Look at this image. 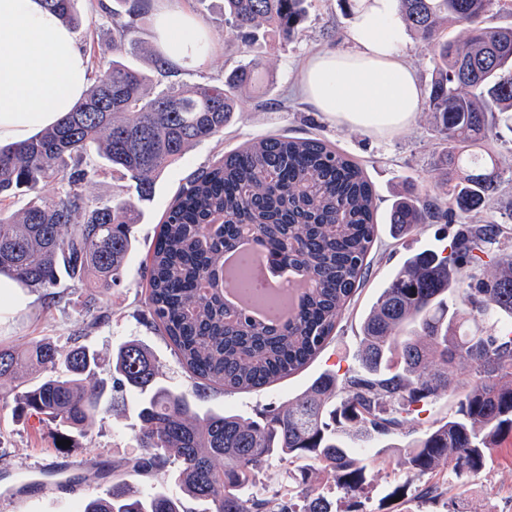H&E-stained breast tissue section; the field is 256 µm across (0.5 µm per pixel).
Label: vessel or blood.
<instances>
[{
  "label": "vessel or blood",
  "instance_id": "obj_1",
  "mask_svg": "<svg viewBox=\"0 0 512 512\" xmlns=\"http://www.w3.org/2000/svg\"><path fill=\"white\" fill-rule=\"evenodd\" d=\"M81 469L80 463L67 459L56 460L28 474L11 473L9 481L5 484V490L22 510L28 504V494L34 491H44L59 496L76 494L80 485L74 481L73 476Z\"/></svg>",
  "mask_w": 512,
  "mask_h": 512
}]
</instances>
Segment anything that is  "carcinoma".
Masks as SVG:
<instances>
[{
    "label": "carcinoma",
    "mask_w": 512,
    "mask_h": 512,
    "mask_svg": "<svg viewBox=\"0 0 512 512\" xmlns=\"http://www.w3.org/2000/svg\"><path fill=\"white\" fill-rule=\"evenodd\" d=\"M78 0H44L74 30L88 19ZM399 14L425 43L432 72L425 111L439 139L437 194L402 196L388 223L411 233L424 224L484 208L501 186L495 155L496 119L512 109V0H397ZM111 9L112 46L138 29L152 0H119ZM308 0H224L226 31L250 42L258 31L293 40ZM466 26L460 41L448 33ZM142 70L113 60L97 67L73 111L29 139L0 145V201L32 196L18 212L0 209V276L43 291L68 279L86 287L85 306L122 285L133 248L137 202L154 189L152 175L191 147L224 132L246 89L271 83L256 57L224 76L155 96ZM102 170L120 172L127 194L99 202L85 187ZM57 182L46 198L42 188ZM375 193L363 168L324 139L270 135L248 141L215 164L192 172L160 221L146 266V307L182 367L195 379L226 390L252 391L303 369L325 348L338 320L362 286L378 236ZM273 264L308 280L291 309L264 321L224 302V255L243 233ZM502 224H466L446 250L408 257L382 289L361 324L358 367L326 370L302 397L250 420L235 414L200 415L189 398L158 384L150 353L132 340L109 362L112 384L146 392L138 407L143 452L125 463L146 476L175 465L187 499L156 491L143 495L116 478L83 512H364L371 462L357 442L417 437L402 448L416 477L419 504L443 498L448 473L475 477L493 451L512 438V252L502 248ZM492 262L496 273L479 274ZM493 318L489 330L470 327ZM98 352L77 342L66 351L44 338L24 355L0 343V378L13 385L17 417L55 426L56 440L76 443L101 406L94 382ZM42 371L21 385L22 366ZM471 368L463 382L460 367ZM458 393L448 416L411 429L413 414L444 393ZM273 458L297 463L291 483L252 492Z\"/></svg>",
    "instance_id": "carcinoma-1"
}]
</instances>
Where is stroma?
Segmentation results:
<instances>
[{
  "instance_id": "obj_1",
  "label": "stroma",
  "mask_w": 512,
  "mask_h": 512,
  "mask_svg": "<svg viewBox=\"0 0 512 512\" xmlns=\"http://www.w3.org/2000/svg\"><path fill=\"white\" fill-rule=\"evenodd\" d=\"M98 2L79 0L77 4L90 20L89 28L78 32L90 61L116 57L153 74L151 92L222 81L225 74L254 57L267 62L274 83L264 90L245 92L237 102L233 121L223 134L196 144L156 178L151 196L139 204L141 222L133 227L135 249L127 260L125 283L99 302L106 314L104 321L84 328L82 321L87 314L85 291L81 286L60 284L59 289L67 300L56 305L49 303L43 293L28 288L11 289L9 301L0 305V340L17 351H26L33 342L45 337L53 339L64 351L73 338L79 336L84 344L108 359L119 345L136 340L150 350L158 380L189 395L199 413L229 412L254 419L266 409L295 401L323 371L345 370L355 365L361 322L389 278L409 255L443 248L463 223L491 222L512 228V131L504 128L492 144L502 173L501 191L480 213L464 217L456 214L447 222L424 225L404 238L392 237L387 215L396 194L406 192L421 197L432 189L438 177L435 161L441 146L427 112H417L404 128L380 135L328 118L302 94L300 78L308 58L326 49L348 46L347 34L355 19V10L344 0H312L299 35L287 44L261 38L248 47L225 33L224 0H180L182 7L209 30L214 49L201 66L177 69L166 78L153 73V17L143 19L133 42L116 54L112 51V21ZM267 134L317 136L360 163L376 192L379 224L370 274L342 315L333 339L313 363L259 392L201 389L196 379L181 368L169 340L150 325L151 317L144 304L143 269L159 222L187 176L211 166L224 153L244 142ZM97 379L105 385L101 411L88 435L78 439L73 453L81 460L109 469L141 454L137 439L139 396L112 388L108 371H100ZM406 442V436L397 435L390 447L367 449L366 454L373 462L369 512H409L410 503H395L389 498L393 487L408 477L400 464V449ZM55 455L52 427L33 428L30 422L15 419L10 406L0 402V475L43 466ZM449 495L454 498L459 512H512V446L495 450L492 464L479 477L451 479Z\"/></svg>"
}]
</instances>
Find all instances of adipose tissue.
Returning a JSON list of instances; mask_svg holds the SVG:
<instances>
[{
  "mask_svg": "<svg viewBox=\"0 0 512 512\" xmlns=\"http://www.w3.org/2000/svg\"><path fill=\"white\" fill-rule=\"evenodd\" d=\"M396 0H355L349 46L308 60L303 88L330 118L378 134L410 122L422 106V89L405 65L404 27ZM156 43L171 63L195 68L213 42L179 5L155 15ZM88 58L73 29L42 0H0V143L26 140L54 125L83 98Z\"/></svg>",
  "mask_w": 512,
  "mask_h": 512,
  "instance_id": "obj_1",
  "label": "adipose tissue"
}]
</instances>
